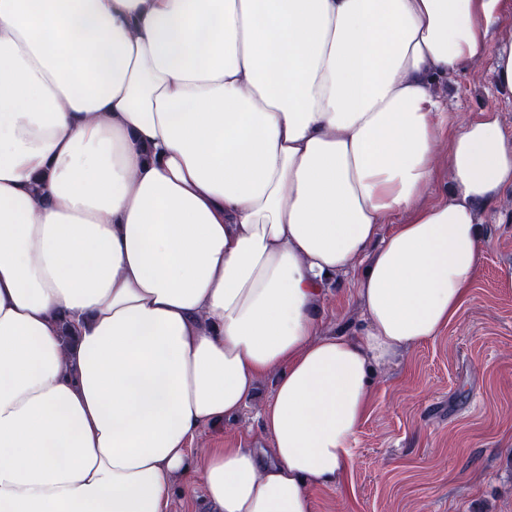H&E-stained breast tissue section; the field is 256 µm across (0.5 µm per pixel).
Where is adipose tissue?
I'll use <instances>...</instances> for the list:
<instances>
[{
	"mask_svg": "<svg viewBox=\"0 0 512 512\" xmlns=\"http://www.w3.org/2000/svg\"><path fill=\"white\" fill-rule=\"evenodd\" d=\"M506 0H0V512H314L376 370L468 299L512 187L448 75ZM449 143L441 201H418ZM365 326L320 333L360 257ZM275 373L273 446L188 443ZM201 485H185L179 482L172 492L169 512H211Z\"/></svg>",
	"mask_w": 512,
	"mask_h": 512,
	"instance_id": "obj_1",
	"label": "adipose tissue"
}]
</instances>
